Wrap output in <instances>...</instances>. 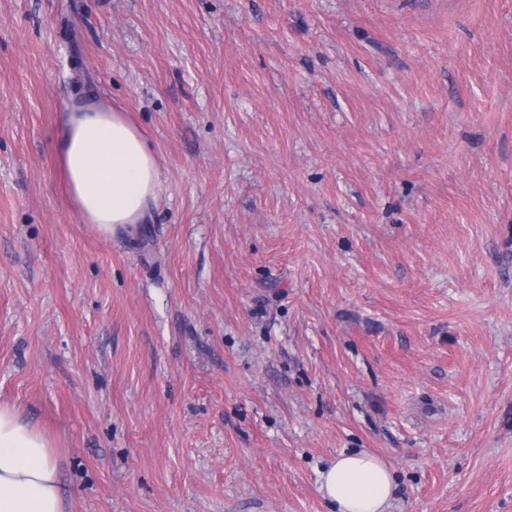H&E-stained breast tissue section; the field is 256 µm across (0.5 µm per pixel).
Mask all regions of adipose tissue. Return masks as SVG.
Segmentation results:
<instances>
[{
	"instance_id": "ef3b65f1",
	"label": "adipose tissue",
	"mask_w": 512,
	"mask_h": 512,
	"mask_svg": "<svg viewBox=\"0 0 512 512\" xmlns=\"http://www.w3.org/2000/svg\"><path fill=\"white\" fill-rule=\"evenodd\" d=\"M53 157L81 220L105 237L134 235L162 191L157 156L144 133L90 94L66 101ZM321 480L337 512H388L393 477L367 451L339 454ZM0 512H67L52 439L1 404Z\"/></svg>"
}]
</instances>
